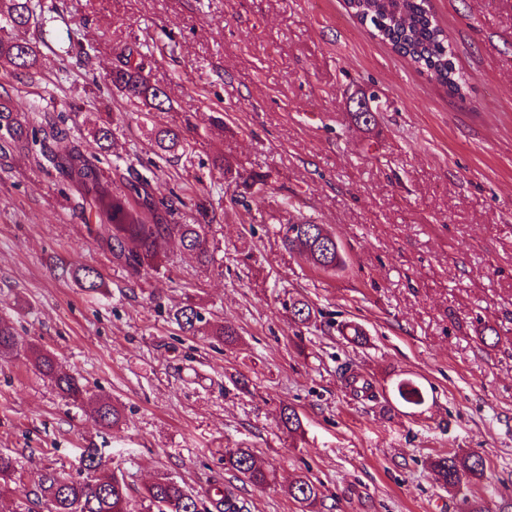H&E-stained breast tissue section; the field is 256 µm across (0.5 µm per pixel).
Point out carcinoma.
Masks as SVG:
<instances>
[{"label":"carcinoma","instance_id":"cac0c4a2","mask_svg":"<svg viewBox=\"0 0 512 512\" xmlns=\"http://www.w3.org/2000/svg\"><path fill=\"white\" fill-rule=\"evenodd\" d=\"M6 24L14 29H24L37 20L33 0H8ZM347 7L358 22L370 29L372 36L391 45L421 72L427 73L452 94L459 95L465 84L463 75L456 71L448 51V34L438 24L429 0H346ZM0 62L8 63L15 71H27L37 62L36 51L31 44L17 37H0ZM147 56L128 47L119 53V62L105 76V81L122 92L131 102L148 110L160 111L169 102L167 92L152 84L145 74ZM22 103L10 94H0V138L22 148L35 147V152L52 168L77 182L90 199L96 212L106 218L100 225L101 239L112 253L125 261L135 274L149 266L163 251L171 238L194 254L202 266L215 264L210 250L207 224H181L177 220L187 201L175 193L156 197L147 179L140 175L128 181V191H112V183L103 179L81 144H70L64 151L47 149L27 122L21 120ZM90 134L102 150L112 148V113L96 124ZM154 154L159 157L175 156L186 150V139L174 130L154 133ZM282 243L288 251L303 258L314 268L334 271L344 264V258L333 235L323 225L309 221L288 222L281 226ZM136 242V248L125 249L127 241ZM76 280L81 287L96 292L103 288L100 275L79 261L72 263ZM290 313L294 322L307 324L313 315L311 304L300 298L290 299ZM175 320L188 332L207 331L226 341L233 339L235 330L228 325L210 326L196 306L187 304L177 310ZM30 351L32 366L48 378L63 396L83 402L86 391L77 380L58 370L55 359L33 345L25 346L12 323L0 318V359H7L23 348ZM346 388L356 397L377 400L373 383L358 372L345 377ZM398 397L406 404L424 402L422 389L410 381L397 386ZM91 417L103 426L117 425L122 417L121 409L101 398L92 400ZM282 426L291 434L301 429V421L295 410H281ZM17 460L0 452V494L13 492L9 482L17 473ZM445 488H459L486 477V462L476 450L465 453L439 454L428 461ZM85 477L65 476L52 469L44 471L34 498L26 499L27 506L17 512H33V506L44 505L47 512H130L128 485L123 476L106 467L98 449L89 448L83 456ZM224 470L234 479L257 488L270 485L274 473L265 469L249 448L224 449ZM288 495L298 502L305 512H315L323 504L321 485L307 475H300L288 486ZM144 499L148 512H246L245 500L239 487L232 483L217 482L209 489L210 505H205L183 484L167 475L154 479L147 487Z\"/></svg>","mask_w":512,"mask_h":512}]
</instances>
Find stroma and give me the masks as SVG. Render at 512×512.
<instances>
[{"label":"stroma","mask_w":512,"mask_h":512,"mask_svg":"<svg viewBox=\"0 0 512 512\" xmlns=\"http://www.w3.org/2000/svg\"><path fill=\"white\" fill-rule=\"evenodd\" d=\"M33 2L74 46L61 57L29 27L38 64L0 70V88L27 102L32 127L65 115L67 141L98 157L114 190L135 173L158 195L189 190L180 221L211 218L220 262L200 266L172 239L132 275L89 234L81 187L0 140V317L123 414L100 427L26 354L0 361V451L21 477L0 512L45 469L77 474L89 448L123 471L132 512L160 473L205 495L228 478V448L253 449L275 473L270 487L242 485L250 512H301L288 485L303 474L328 512H463L468 500L497 512L512 500V0H430L466 78L459 96L373 38L345 0ZM127 46L148 57L165 110L143 114L104 84ZM364 96L368 126L353 118ZM105 112L106 153L89 135ZM155 127L183 132L179 160L155 159ZM222 157L231 174L214 167ZM255 174L267 191L230 204ZM292 218L325 225L344 266L318 271L289 253L279 228ZM73 259L105 289L81 288ZM291 297L313 305L311 325L294 323ZM189 303L236 342L181 330L173 315ZM350 320L363 345L340 336ZM487 324L493 348L478 340ZM347 369L377 400L346 391ZM402 379L423 405L399 401ZM286 407L297 435L280 423ZM473 449L487 480L442 488L429 458Z\"/></svg>","instance_id":"obj_1"}]
</instances>
